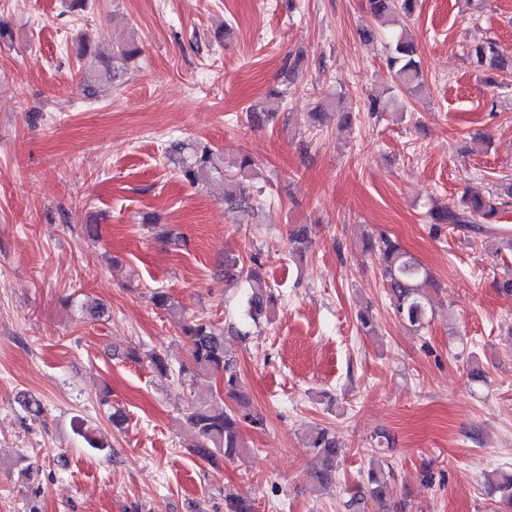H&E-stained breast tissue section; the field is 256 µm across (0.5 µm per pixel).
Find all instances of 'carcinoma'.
<instances>
[{
    "label": "carcinoma",
    "instance_id": "1",
    "mask_svg": "<svg viewBox=\"0 0 512 512\" xmlns=\"http://www.w3.org/2000/svg\"><path fill=\"white\" fill-rule=\"evenodd\" d=\"M367 2L371 16L382 25L395 21L399 16L411 17L419 6V0ZM139 53V47L133 42L117 45L110 57L84 50L82 57L86 63L82 78L87 96H96L100 85L115 83L121 73L127 70L129 61ZM415 55L413 41L402 39L388 62L398 86L417 94L423 89L424 82ZM471 57L490 85L497 84L499 74H512V52H506L495 40L476 45ZM164 158L192 185L212 174L222 177L227 210L235 211L250 206V188L258 172L257 163L249 155L238 156L228 162V168L225 169L221 167L224 160L213 148L172 141L164 150ZM505 197H512V184H505L486 197L463 195L453 204L431 211V224L437 230L447 225L467 226L475 233L483 234L487 225L493 223ZM148 227L155 238L176 249L186 244L184 236L166 224L150 223ZM289 243L291 255L304 256L310 243L308 227L294 226L289 234ZM366 247L378 255L398 319L416 331L425 328L429 318V303L424 289L430 279L426 268L385 233L368 237ZM245 281L249 289L245 315L256 323L267 313L274 295L269 282L251 267L246 272ZM153 301L178 324L181 338L187 345L190 365L181 367L180 373L192 379L216 376L222 383L224 396L189 408L186 419L195 438L192 453L212 463L220 458L233 460L241 457L247 451L243 426L261 427L264 420L253 409L240 377L238 361L227 349L224 332L209 322L186 318L180 304L163 291L155 292ZM226 397L233 401L232 406L224 404ZM74 430L92 451L111 456V443L88 420H77ZM306 447L320 462V467L309 474L311 485L314 488L323 487L335 478L338 462L345 449L336 434L325 428L309 433ZM392 476L393 472L386 471L382 462L371 466L367 470L365 482L346 501L347 512H394L396 505L393 504L389 486ZM487 494L490 501L498 504L492 512H512V472L497 471L491 474L487 479Z\"/></svg>",
    "mask_w": 512,
    "mask_h": 512
}]
</instances>
